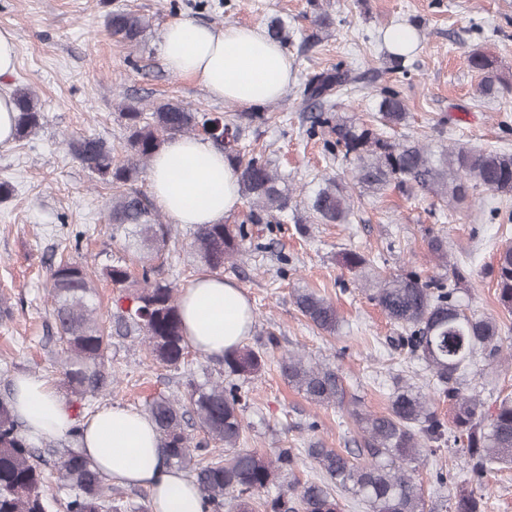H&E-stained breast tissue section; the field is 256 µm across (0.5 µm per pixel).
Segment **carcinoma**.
Instances as JSON below:
<instances>
[{"mask_svg":"<svg viewBox=\"0 0 512 512\" xmlns=\"http://www.w3.org/2000/svg\"><path fill=\"white\" fill-rule=\"evenodd\" d=\"M107 25L114 38L135 46L149 21L132 11L115 10ZM468 60L481 76L478 93L498 95L501 77L492 61L478 50L471 51ZM351 83V71L338 64L313 74L301 95L316 111L308 135L319 133L325 136L327 149H342L353 179L367 190H417L455 208L467 204L480 188L512 193V153L459 144L436 151L418 141L392 140L384 129L406 121L400 93L391 87L382 90L380 127L374 128L334 111L333 98L348 93ZM13 96L19 112L15 137L20 139L40 124L42 114L29 89L19 88ZM120 117L125 127L121 158L96 138L67 139L69 151L82 166L112 186L110 240L132 252L140 267L138 278L121 260L102 267V276L115 288L107 322L98 312L87 263L61 256L50 267L49 296L61 346L62 381L78 419L112 385L107 368L112 337L142 338L152 360L168 367H179L189 354L180 291L161 277L172 226L163 222L138 187L163 144L175 136L209 133L208 139L224 151L237 173L241 194L249 199L246 221L251 224L271 223L292 203L293 190L270 162L260 156L246 159L237 149L242 125L266 123L265 113L243 112L228 120L167 100L153 104L149 113L130 104ZM308 211L312 223L342 224L352 214V199L346 186L328 177L309 197ZM247 239L241 224H198L190 242L192 262L203 272H219L247 251ZM427 246L448 265V279L385 275L374 260L352 250L344 253L343 264L364 278L372 299L400 330L397 346L406 349L409 358L424 362L430 392L403 380L390 393L387 411L376 414L349 395L340 370L313 364L298 353L282 358L281 371L292 387L316 406L346 410L359 432L354 449H304L315 470L306 480L295 478L281 485L283 476L298 467L301 453L296 448H278L273 456L264 457L238 447L245 383L265 365L264 355L247 344L224 353L221 378L201 383L191 379L183 396H159L147 404L167 462L198 486L204 512H224L227 503L233 512H342L344 494L367 512H426L420 465L450 441L464 450L470 480L449 495L446 509L487 512L486 481L512 467V394L497 398L490 411L474 393L470 375L478 361L497 360L511 351L512 336L502 335L495 318L467 311L462 285L470 276L469 263L448 261V241L441 236L431 237ZM495 279L499 302L511 315V244L498 251ZM295 304L317 329L336 333L340 317L332 301L303 289L295 295ZM444 400L453 412L449 421L437 409ZM191 420L204 439L196 441L188 432ZM81 429L73 426L61 451L53 440L36 448L24 436L10 399H0V512H47L48 485L40 463L44 453L58 456L55 480L66 490V512L118 510L112 504V484L79 448ZM213 441L224 445V457L207 459Z\"/></svg>","mask_w":512,"mask_h":512,"instance_id":"carcinoma-1","label":"carcinoma"}]
</instances>
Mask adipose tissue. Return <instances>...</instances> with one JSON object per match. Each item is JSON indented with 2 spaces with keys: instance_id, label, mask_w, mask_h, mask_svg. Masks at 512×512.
I'll use <instances>...</instances> for the list:
<instances>
[{
  "instance_id": "ef3b65f1",
  "label": "adipose tissue",
  "mask_w": 512,
  "mask_h": 512,
  "mask_svg": "<svg viewBox=\"0 0 512 512\" xmlns=\"http://www.w3.org/2000/svg\"><path fill=\"white\" fill-rule=\"evenodd\" d=\"M160 52L171 75L193 79L212 98L240 106L276 101L293 77L286 49L244 25L215 28L176 17L161 32ZM148 189L176 224L223 223L241 202L223 151L201 136L168 139L153 158ZM181 313L189 343L208 357L223 356L251 330L243 289L215 273L198 275L185 288ZM12 406L34 441L64 438L75 424L65 399L37 375L14 380ZM80 446L105 476L146 488L151 512H202L200 490L166 462L146 413L101 409L85 421Z\"/></svg>"
}]
</instances>
